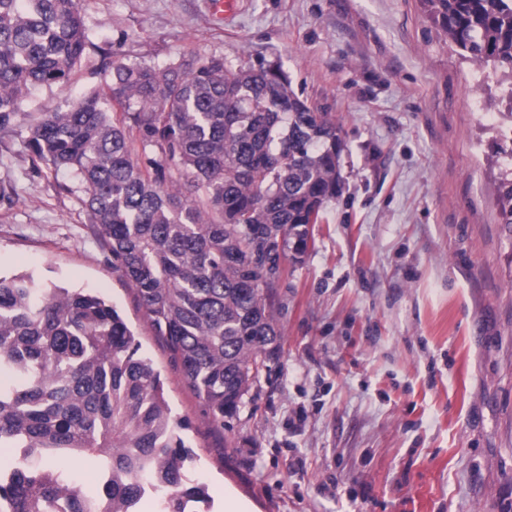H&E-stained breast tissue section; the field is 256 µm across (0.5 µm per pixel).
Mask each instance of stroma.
Returning a JSON list of instances; mask_svg holds the SVG:
<instances>
[{
    "label": "stroma",
    "mask_w": 512,
    "mask_h": 512,
    "mask_svg": "<svg viewBox=\"0 0 512 512\" xmlns=\"http://www.w3.org/2000/svg\"><path fill=\"white\" fill-rule=\"evenodd\" d=\"M127 63L190 53L280 62L343 129L342 194L272 290L282 334L238 415L211 430L72 176L25 146L28 115L102 78L89 52L0 135V274L98 293L124 317L189 426L187 476L208 512H512V238L493 145L512 97L459 57L421 0H79Z\"/></svg>",
    "instance_id": "obj_1"
}]
</instances>
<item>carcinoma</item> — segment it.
I'll return each mask as SVG.
<instances>
[{
	"instance_id": "carcinoma-1",
	"label": "carcinoma",
	"mask_w": 512,
	"mask_h": 512,
	"mask_svg": "<svg viewBox=\"0 0 512 512\" xmlns=\"http://www.w3.org/2000/svg\"><path fill=\"white\" fill-rule=\"evenodd\" d=\"M479 65L512 75V0H422ZM93 50L107 79L59 112L31 116L27 144L80 185L88 220L131 284L209 426L224 432L280 334L265 290L341 190L340 128L254 68L183 53L125 63L95 44L79 0H0V134L36 87H64ZM499 223L512 233V141L495 146ZM118 311L86 291L0 276V512H162L209 503L188 482V421ZM102 461V492L60 478L64 455Z\"/></svg>"
}]
</instances>
